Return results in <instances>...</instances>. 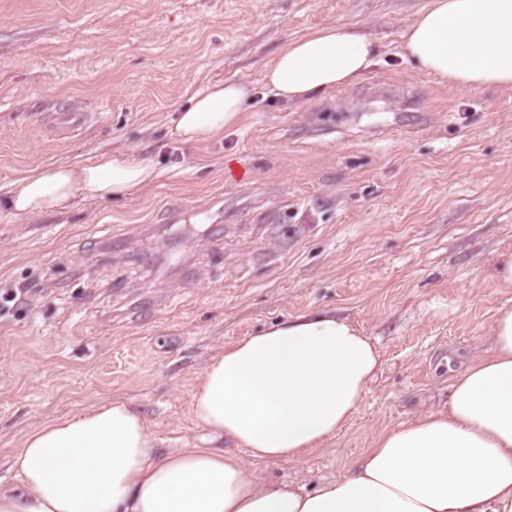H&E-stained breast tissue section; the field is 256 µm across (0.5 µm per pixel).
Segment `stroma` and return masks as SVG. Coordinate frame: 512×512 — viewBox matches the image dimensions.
I'll use <instances>...</instances> for the list:
<instances>
[{"label":"stroma","instance_id":"stroma-1","mask_svg":"<svg viewBox=\"0 0 512 512\" xmlns=\"http://www.w3.org/2000/svg\"><path fill=\"white\" fill-rule=\"evenodd\" d=\"M429 0H0V491L6 457L49 418L118 396L163 448L202 438L196 382L225 346L328 308L381 367L354 417L299 463L259 479L313 488L381 429L444 410L450 385L512 301L491 269L512 251V87L467 91L401 56ZM379 45L357 82L290 104L265 64L312 29ZM255 92L239 126L203 145L169 135L210 82ZM92 119L64 142L46 125ZM112 150L164 175L119 201L16 220L8 185ZM222 227L221 243L212 224ZM90 119L86 112L68 109L64 112H55L48 118V122L59 140L69 138L75 131L85 125Z\"/></svg>","mask_w":512,"mask_h":512}]
</instances>
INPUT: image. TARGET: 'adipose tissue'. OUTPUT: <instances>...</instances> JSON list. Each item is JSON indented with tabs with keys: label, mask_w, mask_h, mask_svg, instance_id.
<instances>
[{
	"label": "adipose tissue",
	"mask_w": 512,
	"mask_h": 512,
	"mask_svg": "<svg viewBox=\"0 0 512 512\" xmlns=\"http://www.w3.org/2000/svg\"><path fill=\"white\" fill-rule=\"evenodd\" d=\"M401 48L451 86L512 87V0H429ZM377 53L351 27L316 28L278 49L263 82L308 102L359 80ZM251 97L247 84L211 82L178 109L169 133L195 144L220 137ZM162 175L152 158L102 152L26 172L9 184L8 206L17 218L63 213L79 199L128 197ZM487 334L490 351L454 377L446 410L382 429L345 474L313 491L258 482L247 462H301L358 411L381 354L327 309L269 325L211 359L190 405L210 447L161 452L139 409L113 397L23 437L8 456L17 484L0 491V512H512V305Z\"/></svg>",
	"instance_id": "obj_1"
}]
</instances>
